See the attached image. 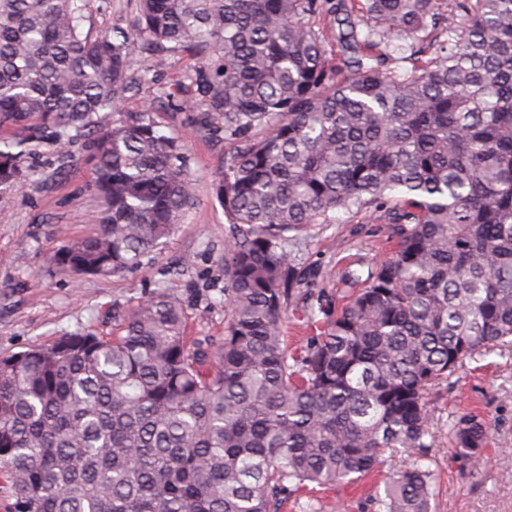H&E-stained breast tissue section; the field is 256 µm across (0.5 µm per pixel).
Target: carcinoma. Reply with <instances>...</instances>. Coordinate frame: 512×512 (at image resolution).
Here are the masks:
<instances>
[{
  "label": "carcinoma",
  "instance_id": "cac0c4a2",
  "mask_svg": "<svg viewBox=\"0 0 512 512\" xmlns=\"http://www.w3.org/2000/svg\"><path fill=\"white\" fill-rule=\"evenodd\" d=\"M138 0L131 29L91 36L93 0H0V192L59 171L93 137L96 231L55 268L123 274L194 204L185 139L162 101L108 126L143 77L137 40L189 51L195 126L224 132L214 195L230 224L224 336H188L157 292L118 336L65 334L0 357V478L10 512H281L375 470L374 512H435L427 396L512 346V0ZM371 211L391 254L349 293L293 306L289 234ZM310 329L288 345L286 317ZM475 475L485 421L449 425Z\"/></svg>",
  "mask_w": 512,
  "mask_h": 512
}]
</instances>
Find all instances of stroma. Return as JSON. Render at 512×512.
Wrapping results in <instances>:
<instances>
[{"mask_svg": "<svg viewBox=\"0 0 512 512\" xmlns=\"http://www.w3.org/2000/svg\"><path fill=\"white\" fill-rule=\"evenodd\" d=\"M189 52H162L140 41L133 67L147 70L137 97L126 103L138 111L142 101L170 87L179 73L197 67ZM189 107L163 103L155 119L168 134L185 136L199 178L196 199L182 224L139 267L121 276L74 277L51 262L65 238L93 233L99 203L91 188V143L80 159L46 186L32 182L0 195V355L92 331L117 333L136 304L156 292L178 296L191 316L192 335L224 333V245L228 226L212 194L224 169V135L195 127ZM386 225L374 215L337 214L331 224H313L289 249L301 277V301L319 293L341 298L348 287L346 268L366 271L386 254ZM431 424L439 436L429 464L435 474L437 512H512V350L482 355L463 372L429 394ZM474 414L490 429V443L478 475L460 470L448 435L450 419ZM408 460L385 453L376 472L354 485H340L323 499L322 512H373L375 487Z\"/></svg>", "mask_w": 512, "mask_h": 512, "instance_id": "obj_1", "label": "stroma"}]
</instances>
